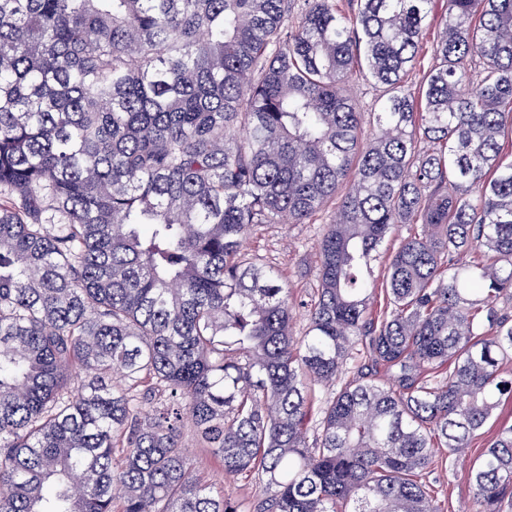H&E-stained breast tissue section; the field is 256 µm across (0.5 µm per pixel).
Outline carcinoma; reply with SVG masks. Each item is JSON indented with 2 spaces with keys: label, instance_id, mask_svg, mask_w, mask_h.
<instances>
[{
  "label": "carcinoma",
  "instance_id": "1",
  "mask_svg": "<svg viewBox=\"0 0 512 512\" xmlns=\"http://www.w3.org/2000/svg\"><path fill=\"white\" fill-rule=\"evenodd\" d=\"M433 3L0 0V512H243L186 419L250 512H437V450L512 399V0H443L410 90ZM335 200L297 340L242 240ZM470 479L503 512L512 425ZM441 13H442V2H436L433 4L432 13L428 19L429 26L427 29L426 39H424L422 50L420 51L418 58L415 61L412 69L408 72L405 77L406 85L417 88L427 70L434 64L433 56V41L437 39V35L440 32L441 25ZM347 93L361 112L378 110L380 92L365 73H354L346 85ZM183 434L186 442L192 447L190 450L194 463V476L214 491L224 486V497L237 500L243 504V507L249 509L259 495L258 479L254 477L225 479L219 460L207 448H195L197 446L190 425L184 428ZM248 509L245 512H249Z\"/></svg>",
  "mask_w": 512,
  "mask_h": 512
}]
</instances>
